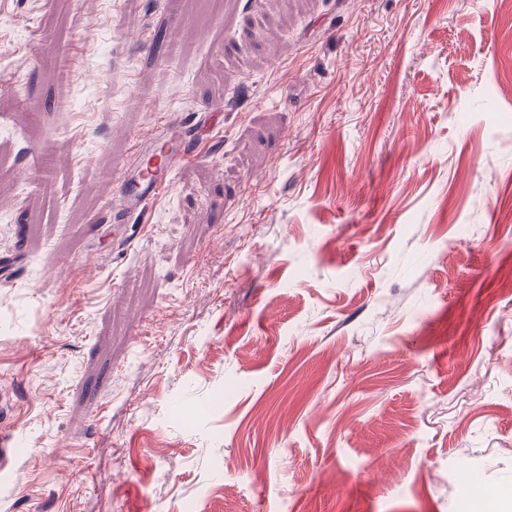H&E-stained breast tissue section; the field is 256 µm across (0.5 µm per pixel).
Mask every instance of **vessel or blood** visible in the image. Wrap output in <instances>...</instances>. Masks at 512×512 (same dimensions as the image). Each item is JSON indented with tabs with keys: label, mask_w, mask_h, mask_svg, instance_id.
I'll return each instance as SVG.
<instances>
[{
	"label": "vessel or blood",
	"mask_w": 512,
	"mask_h": 512,
	"mask_svg": "<svg viewBox=\"0 0 512 512\" xmlns=\"http://www.w3.org/2000/svg\"><path fill=\"white\" fill-rule=\"evenodd\" d=\"M189 152L161 149L154 156L150 167L133 163L117 181L122 206L127 210L137 209L147 199L156 197L169 187L177 162L189 159Z\"/></svg>",
	"instance_id": "vessel-or-blood-1"
}]
</instances>
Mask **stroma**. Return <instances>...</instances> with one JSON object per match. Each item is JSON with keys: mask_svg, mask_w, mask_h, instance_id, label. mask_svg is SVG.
Returning <instances> with one entry per match:
<instances>
[{"mask_svg": "<svg viewBox=\"0 0 512 512\" xmlns=\"http://www.w3.org/2000/svg\"><path fill=\"white\" fill-rule=\"evenodd\" d=\"M0 435V512L512 487V11L0 0ZM192 152H178L162 148L154 156V163L143 169L140 158L129 166L117 181L121 206L135 210L149 198H155L169 187L176 163L193 157Z\"/></svg>", "mask_w": 512, "mask_h": 512, "instance_id": "1", "label": "stroma"}]
</instances>
